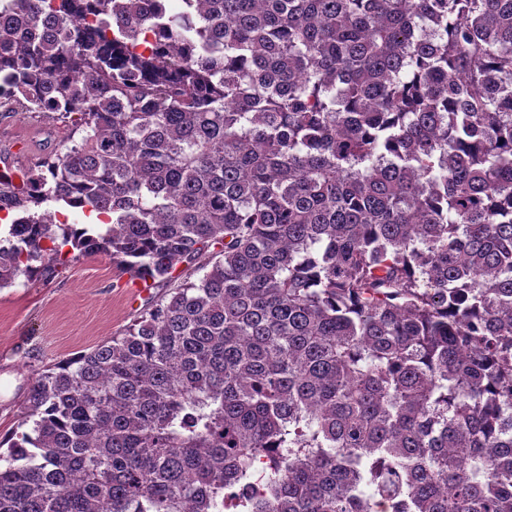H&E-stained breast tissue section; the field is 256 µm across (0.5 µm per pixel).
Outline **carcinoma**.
Masks as SVG:
<instances>
[{
    "instance_id": "obj_1",
    "label": "carcinoma",
    "mask_w": 512,
    "mask_h": 512,
    "mask_svg": "<svg viewBox=\"0 0 512 512\" xmlns=\"http://www.w3.org/2000/svg\"><path fill=\"white\" fill-rule=\"evenodd\" d=\"M179 2L0 4L82 131L0 170V289H168L31 377L0 512H512V0Z\"/></svg>"
}]
</instances>
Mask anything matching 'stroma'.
<instances>
[{
    "label": "stroma",
    "instance_id": "1",
    "mask_svg": "<svg viewBox=\"0 0 512 512\" xmlns=\"http://www.w3.org/2000/svg\"><path fill=\"white\" fill-rule=\"evenodd\" d=\"M49 142L70 143L69 128L51 115L0 118V150L21 152L25 164ZM132 285L130 275L95 253L68 260L53 279L0 290V436L16 428L35 371L117 335L164 294L152 288L136 295Z\"/></svg>",
    "mask_w": 512,
    "mask_h": 512
}]
</instances>
